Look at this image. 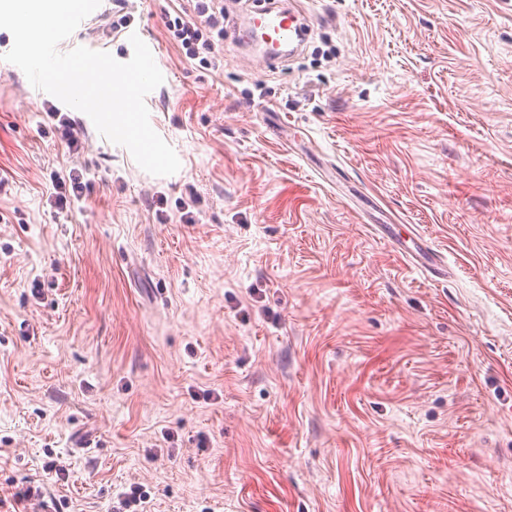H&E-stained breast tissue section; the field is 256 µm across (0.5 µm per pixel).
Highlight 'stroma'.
Masks as SVG:
<instances>
[{
    "instance_id": "stroma-1",
    "label": "stroma",
    "mask_w": 512,
    "mask_h": 512,
    "mask_svg": "<svg viewBox=\"0 0 512 512\" xmlns=\"http://www.w3.org/2000/svg\"><path fill=\"white\" fill-rule=\"evenodd\" d=\"M280 3L312 28L273 69L229 30L223 73L186 59L164 0L113 35L102 0L59 44L125 62L149 35L150 123L181 162L163 177L3 61L0 28V496L512 512V0ZM84 164L82 211L57 216L46 177ZM388 236L393 243L401 248L402 253L413 266L419 267L422 271L429 272L437 277L444 276L448 272L440 257L432 252L433 250L424 243L420 236H415L412 240V247L404 246L403 242L405 240L395 232ZM148 492L140 484H133L128 491L117 496V503L112 502L110 512H144V504L149 500ZM116 504V505H114Z\"/></svg>"
}]
</instances>
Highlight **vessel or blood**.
Instances as JSON below:
<instances>
[{
  "mask_svg": "<svg viewBox=\"0 0 512 512\" xmlns=\"http://www.w3.org/2000/svg\"><path fill=\"white\" fill-rule=\"evenodd\" d=\"M250 21L251 28L263 30L265 39L274 45L273 50L262 55L263 62L269 67L296 55L308 28L304 17L290 8L275 10L268 6L257 7L252 10ZM403 254L413 266L422 271L437 277L446 272L440 257L432 252L422 238H414L411 246L404 248Z\"/></svg>",
  "mask_w": 512,
  "mask_h": 512,
  "instance_id": "b4317fda",
  "label": "vessel or blood"
}]
</instances>
